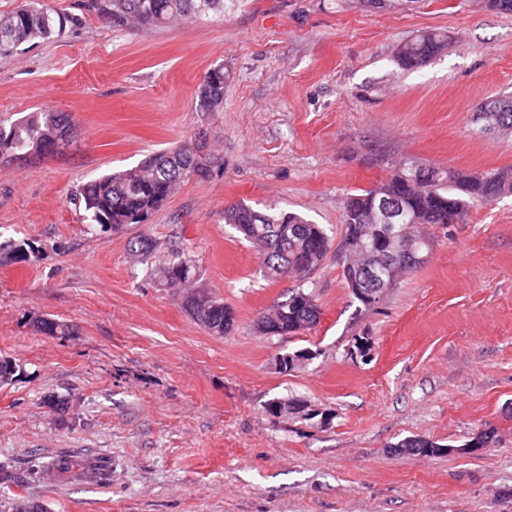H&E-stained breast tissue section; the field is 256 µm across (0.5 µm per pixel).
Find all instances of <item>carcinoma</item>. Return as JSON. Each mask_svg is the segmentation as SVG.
Returning <instances> with one entry per match:
<instances>
[{
    "label": "carcinoma",
    "mask_w": 512,
    "mask_h": 512,
    "mask_svg": "<svg viewBox=\"0 0 512 512\" xmlns=\"http://www.w3.org/2000/svg\"><path fill=\"white\" fill-rule=\"evenodd\" d=\"M91 6L114 27H162L224 13V0H91ZM78 25V18L54 12L45 0H22L16 10L0 14V58L12 55L26 42L47 40ZM447 49V33L424 30L398 45L395 62L404 70H417ZM197 100L204 112L223 110L224 67L207 71L198 87ZM476 119L482 122L484 130L512 134V96L485 100L477 106ZM74 130L68 114L44 110L32 112L7 127L1 125L0 163L23 155L54 154L70 143ZM203 150L198 144H184L170 152L153 154L134 168L103 174L81 184L72 200L82 206L87 223L102 229L118 230L129 224H144L167 203L178 185L195 174L201 178L208 175L210 161ZM434 172L435 180L424 184L411 180V170L403 167L387 181L346 197L342 251L349 246L358 249L363 245L376 250L383 233L404 230V223L371 221L383 198L388 205L400 207L405 216L418 218L414 232L422 242L412 244L396 262L383 265L372 256L356 257L358 267L367 272L366 295L375 296L382 286L396 287L404 274L419 266L415 258L430 248L426 228L458 224L471 204L490 203L512 194L511 167L476 174L436 167ZM224 223L233 226L258 250L264 276L272 281L288 277L305 280L308 274L302 265L320 267L332 245L322 225L285 211L255 210L238 203L224 210ZM155 249V241L145 235L130 242V250L145 265ZM38 254L39 249L30 240L0 242V264H29ZM156 272L160 285L183 293L187 312L207 330L218 336L229 332L233 325L232 312L224 302L195 287L192 260L184 251L171 250L168 261ZM320 314L313 295L299 286L286 300L268 310L266 334L283 336L311 329L319 322ZM37 329L53 336L71 334L67 325L52 319L38 321ZM392 448L398 456L442 451L441 446L422 437L404 438ZM31 472L49 479L68 474L79 481H106L110 477L107 465L101 461L85 463L75 471L70 462L60 458L35 461Z\"/></svg>",
    "instance_id": "carcinoma-1"
}]
</instances>
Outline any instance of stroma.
Wrapping results in <instances>:
<instances>
[{
	"label": "stroma",
	"mask_w": 512,
	"mask_h": 512,
	"mask_svg": "<svg viewBox=\"0 0 512 512\" xmlns=\"http://www.w3.org/2000/svg\"><path fill=\"white\" fill-rule=\"evenodd\" d=\"M76 30L0 59V120L68 113L63 153L0 164V241H34L0 265V460L45 512H512V196L431 232L427 260L374 306L354 299L339 246L347 193L404 164L512 167V138L480 132L476 105L512 94V13L489 0H224V13L115 28L89 0H48ZM447 32L415 71L397 46ZM223 67L224 109L197 89ZM202 142L207 179L182 183L148 223L102 231L72 192L145 156ZM242 202L326 227L332 246L306 283L319 323L284 336L257 321L293 280L269 281L224 222ZM145 235L195 261L197 286L234 313L216 336L128 251ZM50 317L67 336L36 329ZM302 354L283 369L279 357ZM62 399L66 412L52 409ZM272 399L297 410L274 417ZM493 444L475 448L483 433ZM419 436L427 456L390 446ZM105 459L109 483L28 480L34 455ZM38 254V247L30 240L0 242V264H30Z\"/></svg>",
	"instance_id": "1"
}]
</instances>
